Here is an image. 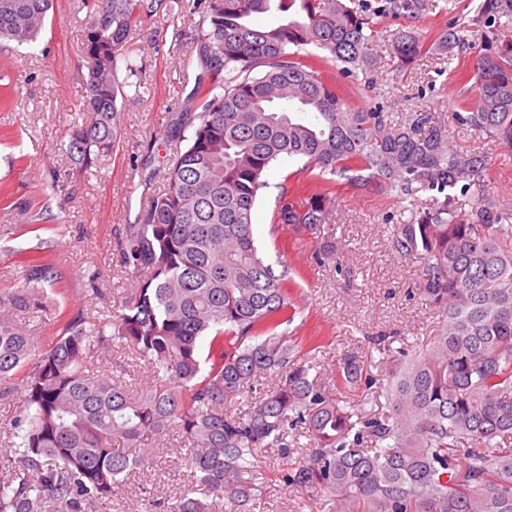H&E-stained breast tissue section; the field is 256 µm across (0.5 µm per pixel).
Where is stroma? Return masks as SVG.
<instances>
[{"instance_id":"obj_1","label":"stroma","mask_w":512,"mask_h":512,"mask_svg":"<svg viewBox=\"0 0 512 512\" xmlns=\"http://www.w3.org/2000/svg\"><path fill=\"white\" fill-rule=\"evenodd\" d=\"M384 3H361L374 16L365 49L374 62L368 76L355 79L340 66L324 68L338 96L353 110L378 108L394 119L410 112L429 115L457 149L489 156V179L480 194L512 209V148L453 118L468 89L458 75L472 72L480 36L467 33L466 45L454 49L451 60L427 55L405 69L389 50L393 32L414 28L435 36L472 12L476 0H422L410 14L388 13ZM204 6L205 0L173 5L171 12L145 20L138 38L122 47L121 61L138 70L139 95L120 115L118 147L89 173L78 172L64 149L69 126L81 118L80 90L87 75L81 0H54L34 46L0 43V73L8 75L13 97L11 107L0 110V290L17 287L21 251L53 240L45 257L60 276L48 290L56 311L41 319L18 318L35 330L41 344L51 343L69 314L109 305L127 286L119 252L124 228L141 223L150 199L164 188L155 170L176 153L167 130L199 72L190 42ZM298 167L288 158L275 163L253 216L254 237L269 262L286 260L296 282L291 295L299 311L284 330L300 350L314 351L326 370L352 353L370 374H381L397 348L417 347L434 335L441 319L414 293L420 261L399 253L392 240L393 225L412 223L430 196L421 192L409 200L393 191L380 193L349 171L319 182L329 224L316 230L273 225L282 189L316 180L314 172ZM327 240L335 242V256L318 257ZM93 270L100 273L99 299L87 291V274ZM379 336L384 344H376ZM180 445L178 434H171L152 471L94 512H145L146 496L176 497L185 472L176 454ZM259 465L266 485L253 512H337L336 495L284 485L277 476L282 462L273 453H262Z\"/></svg>"}]
</instances>
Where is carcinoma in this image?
<instances>
[{"mask_svg": "<svg viewBox=\"0 0 512 512\" xmlns=\"http://www.w3.org/2000/svg\"><path fill=\"white\" fill-rule=\"evenodd\" d=\"M351 0H207L193 52L201 72L169 126L184 144L164 169L167 187L144 222L125 226L122 262L130 291L117 310H79L48 347L13 319L48 315L46 287L58 273L44 242L22 253L20 285L0 291V385L20 381L19 409L0 446V512H88L156 463L154 447L177 433L188 470L167 512H251L265 483L260 453L285 461L288 486H322L339 512H512V211L490 200L465 209L484 187L490 161L453 148L427 115L392 122L386 112L343 107L321 66L324 53L350 76L368 71L372 34ZM82 48L87 117L67 150L82 169L112 154L116 117L129 98L118 76L120 47L137 22L172 9L170 0H84ZM52 0H0V40L32 44ZM275 10L264 27L257 14ZM512 23V0H478L473 14L430 40L394 35L402 64L448 54L475 27L483 53L467 78L470 96L454 119L512 147V48L495 30ZM283 157L318 176L369 172L381 190L431 191L417 223L393 225L395 244L422 264L420 295L441 312L436 333L397 348L382 377L344 357L336 392L312 376L280 328L296 309L288 266L280 273L254 240L258 192ZM305 204L283 189L272 223H326L322 193ZM119 350L143 363L137 390L96 365ZM261 388H256L257 382ZM250 409L234 411L240 397ZM390 411H384V408Z\"/></svg>", "mask_w": 512, "mask_h": 512, "instance_id": "carcinoma-1", "label": "carcinoma"}]
</instances>
